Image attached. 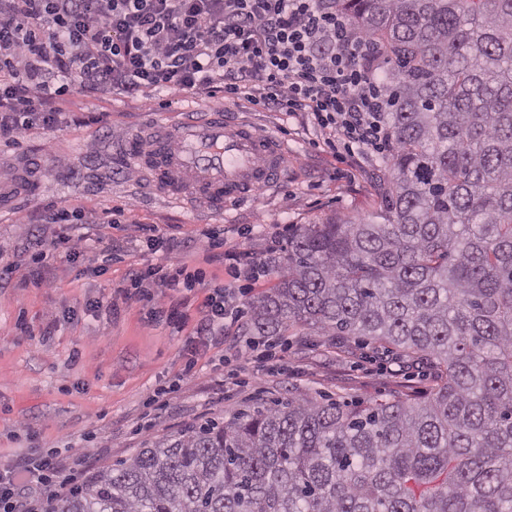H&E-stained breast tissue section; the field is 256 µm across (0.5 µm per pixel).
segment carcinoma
<instances>
[{
    "label": "carcinoma",
    "mask_w": 512,
    "mask_h": 512,
    "mask_svg": "<svg viewBox=\"0 0 512 512\" xmlns=\"http://www.w3.org/2000/svg\"><path fill=\"white\" fill-rule=\"evenodd\" d=\"M336 9L382 52L392 188L374 217L296 230L248 333L360 336L435 383L149 439L50 512H512V0Z\"/></svg>",
    "instance_id": "obj_1"
}]
</instances>
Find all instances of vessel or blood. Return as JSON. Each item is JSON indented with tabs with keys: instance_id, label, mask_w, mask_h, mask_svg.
<instances>
[{
	"instance_id": "obj_1",
	"label": "vessel or blood",
	"mask_w": 512,
	"mask_h": 512,
	"mask_svg": "<svg viewBox=\"0 0 512 512\" xmlns=\"http://www.w3.org/2000/svg\"><path fill=\"white\" fill-rule=\"evenodd\" d=\"M177 147L167 149L159 180L175 199L205 200L215 208L248 201L259 188L279 184L288 153L274 137L228 126L215 114L175 132Z\"/></svg>"
}]
</instances>
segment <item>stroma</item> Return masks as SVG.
<instances>
[{"mask_svg":"<svg viewBox=\"0 0 512 512\" xmlns=\"http://www.w3.org/2000/svg\"><path fill=\"white\" fill-rule=\"evenodd\" d=\"M223 113L227 122L282 139L288 167L275 188L245 204L216 211L197 199L176 205L155 189L151 167L129 166L130 142L146 146L189 120ZM56 132L32 130L19 146L0 144V239L16 249L15 268L0 279V455L59 454L107 468L144 441L175 434L211 418L229 419L262 403L288 398L368 405L422 393L431 379L411 358L366 357L349 336H293L284 369L257 370L238 361L246 320L204 342L190 339L196 308L210 289L247 313L249 299L272 276L238 278L239 267H274L283 257L273 238L307 224L375 215L391 189L387 154H347L331 146L305 112H265L246 100L224 102L158 90L152 105L125 93L68 95ZM66 156L51 168L47 158ZM27 185L13 189L15 180ZM65 206L92 216L89 224H47L48 208ZM119 223H106L112 209ZM154 225V236L141 227ZM83 236L76 259L56 252L46 269L34 263L30 238L62 242ZM113 257L96 256L98 240ZM176 256L201 274L183 300V327L150 318L151 304L131 290L130 265L148 270ZM195 361V373L183 369ZM28 430L17 428L18 421Z\"/></svg>","mask_w":512,"mask_h":512,"instance_id":"obj_1","label":"stroma"}]
</instances>
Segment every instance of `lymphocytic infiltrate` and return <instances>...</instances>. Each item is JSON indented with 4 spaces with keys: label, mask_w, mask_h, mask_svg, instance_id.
Listing matches in <instances>:
<instances>
[{
    "label": "lymphocytic infiltrate",
    "mask_w": 512,
    "mask_h": 512,
    "mask_svg": "<svg viewBox=\"0 0 512 512\" xmlns=\"http://www.w3.org/2000/svg\"><path fill=\"white\" fill-rule=\"evenodd\" d=\"M370 37L333 0H0V143L50 125L71 91L151 100L168 88L307 112L347 153L390 144ZM81 470L0 459V512H43Z\"/></svg>",
    "instance_id": "1"
}]
</instances>
